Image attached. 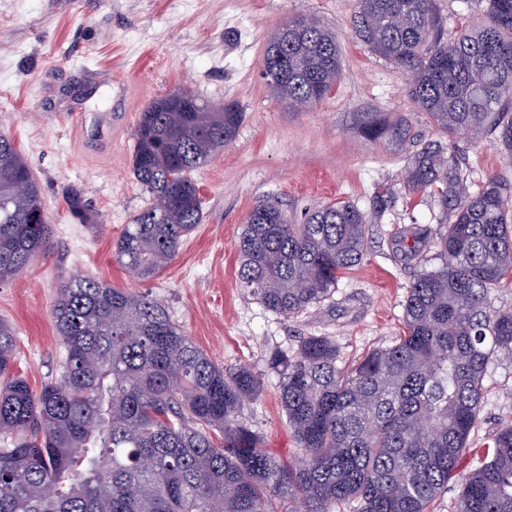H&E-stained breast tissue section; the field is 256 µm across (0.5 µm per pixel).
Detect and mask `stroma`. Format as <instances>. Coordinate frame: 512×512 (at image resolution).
Instances as JSON below:
<instances>
[{
    "instance_id": "stroma-1",
    "label": "stroma",
    "mask_w": 512,
    "mask_h": 512,
    "mask_svg": "<svg viewBox=\"0 0 512 512\" xmlns=\"http://www.w3.org/2000/svg\"><path fill=\"white\" fill-rule=\"evenodd\" d=\"M357 0H0V133L9 135L39 190L52 237L46 255L0 284V318L12 324L17 369L33 388L59 380L65 349L53 309L61 288L92 276L165 306L171 319L224 369L249 366L262 380L244 418L263 448L282 460L299 450L279 402L272 352L294 353L303 336H330L349 363L403 332V304L415 268L395 241L436 228L433 197L412 195L403 170L417 148L454 145L472 187L490 176L512 185V158L490 138L455 139L434 126L407 93V78L357 41ZM446 38L484 21L488 0H434ZM313 17L338 39L342 70L325 99L288 109L262 80L259 64L275 30ZM187 88L243 112L235 139L194 171L202 220L167 268L141 280L117 262L113 245L149 192L132 172L134 134L149 102ZM405 116L414 142L368 141L372 117ZM80 190L92 216L82 224L65 196ZM389 193L377 208L380 193ZM275 202L298 217L337 201L357 205L369 234L361 264L334 292L298 315L276 314L237 285L236 245L248 213ZM512 424V364H489L481 422L459 474L479 467L495 434Z\"/></svg>"
}]
</instances>
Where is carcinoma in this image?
Masks as SVG:
<instances>
[{"mask_svg": "<svg viewBox=\"0 0 512 512\" xmlns=\"http://www.w3.org/2000/svg\"><path fill=\"white\" fill-rule=\"evenodd\" d=\"M433 0H359L357 40L412 74L408 93L442 132L493 135L512 153V0H489L481 24L443 37ZM336 35L318 19L269 41L260 76L291 109L322 101L340 78ZM141 112L133 172L154 203L114 243L139 279L157 277L201 222L192 172L224 149L243 119L192 91ZM364 136L404 144L408 120L373 119ZM403 185L431 193L439 228L401 236L420 270L408 286L405 330L392 345L339 363L328 336H304L294 357L274 353L279 399L301 454L270 455L243 418L261 391L250 368L225 370L143 295L80 276L60 292L55 327L66 357L60 381L40 390L14 371L15 333L0 319V512H428L448 489L481 421L488 365L512 358V310L486 296L512 282V206L506 184L474 192L453 147L424 146ZM88 221L78 190L66 197ZM366 216L346 201L288 223L280 206L248 214L237 244L238 286L267 309L297 314L328 297L366 254ZM40 191L12 139L0 134V283L48 246ZM433 251L438 263L421 265ZM456 512H512V424L490 459L463 476Z\"/></svg>", "mask_w": 512, "mask_h": 512, "instance_id": "1", "label": "carcinoma"}]
</instances>
